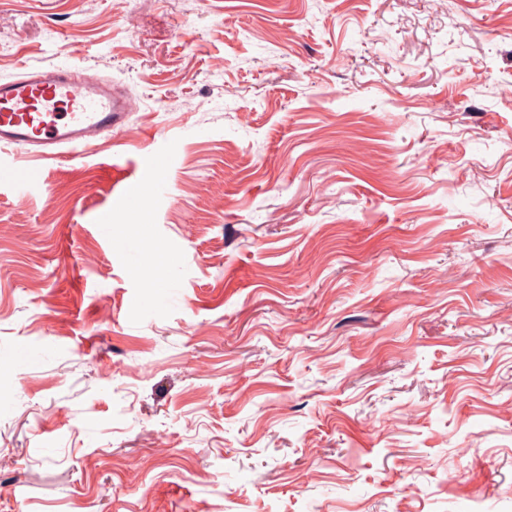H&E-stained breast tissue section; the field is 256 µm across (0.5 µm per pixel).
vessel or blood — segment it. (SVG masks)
<instances>
[{
	"mask_svg": "<svg viewBox=\"0 0 512 512\" xmlns=\"http://www.w3.org/2000/svg\"><path fill=\"white\" fill-rule=\"evenodd\" d=\"M126 97L88 70L54 67L0 81V145L58 157L123 127Z\"/></svg>",
	"mask_w": 512,
	"mask_h": 512,
	"instance_id": "b4317fda",
	"label": "vessel or blood"
}]
</instances>
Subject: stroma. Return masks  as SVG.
I'll use <instances>...</instances> for the list:
<instances>
[{
  "label": "stroma",
  "mask_w": 512,
  "mask_h": 512,
  "mask_svg": "<svg viewBox=\"0 0 512 512\" xmlns=\"http://www.w3.org/2000/svg\"><path fill=\"white\" fill-rule=\"evenodd\" d=\"M51 66L131 110L0 152V512H512V0H0Z\"/></svg>",
  "instance_id": "35a3bbf8"
}]
</instances>
